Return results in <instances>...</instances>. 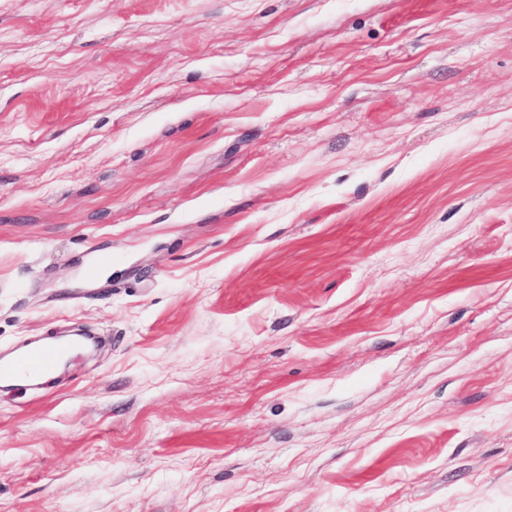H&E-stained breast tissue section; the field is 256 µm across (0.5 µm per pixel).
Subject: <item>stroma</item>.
<instances>
[{"instance_id":"1","label":"stroma","mask_w":512,"mask_h":512,"mask_svg":"<svg viewBox=\"0 0 512 512\" xmlns=\"http://www.w3.org/2000/svg\"><path fill=\"white\" fill-rule=\"evenodd\" d=\"M0 512H512V0H0ZM64 349L54 342H41L19 350L15 357L0 364V375L15 378L17 375L28 376L48 373Z\"/></svg>"}]
</instances>
